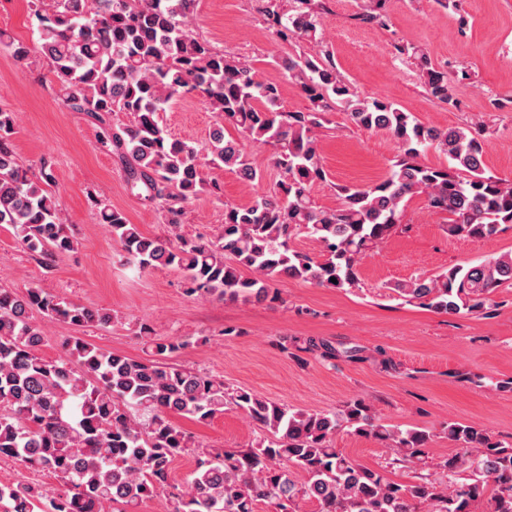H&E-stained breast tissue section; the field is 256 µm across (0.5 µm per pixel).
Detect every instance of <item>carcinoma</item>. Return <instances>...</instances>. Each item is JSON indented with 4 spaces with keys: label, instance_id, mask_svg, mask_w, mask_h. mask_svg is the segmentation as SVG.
I'll return each mask as SVG.
<instances>
[{
    "label": "carcinoma",
    "instance_id": "cac0c4a2",
    "mask_svg": "<svg viewBox=\"0 0 512 512\" xmlns=\"http://www.w3.org/2000/svg\"><path fill=\"white\" fill-rule=\"evenodd\" d=\"M261 2L275 39L321 40L314 0H294L288 9L279 0ZM387 2L368 0L354 20L384 25ZM197 6L198 0H31L34 45L0 38L19 61L34 52L47 61L63 103L104 125L101 143L130 159V187L159 201L164 223L173 228L182 223L184 204L204 187L202 159L254 184L262 175L245 144L272 151L280 171L274 189L248 206H225L222 229L209 237L149 236L124 212L90 195L99 223L127 261L181 271L190 296L273 303L279 296L272 284L281 278L328 288L356 285L361 261L403 226L406 199L416 194L445 215L443 231L450 237L484 239L512 225V183L485 172L484 122L442 129L394 103L362 99L326 50L274 59L310 102L305 111L285 112L279 84L260 79L251 63L193 33ZM412 55L428 93L455 104L448 72L416 47ZM192 92L216 114L202 147L171 135L159 118L171 101ZM335 106L357 126L388 133L398 154L384 179L341 186L336 208L323 209L312 188L328 177L319 129ZM114 112L132 121L114 132L108 125ZM227 124L241 139L225 138ZM16 127L17 114L0 107V224L10 225L21 245L49 265L72 252L76 241L65 230L58 201L43 187L50 180L47 163L37 172L20 163ZM430 149L443 153L448 165L421 163ZM300 233L320 244L319 254L293 246ZM501 288H512V254L394 285L404 301L445 314L485 315ZM35 311L75 327H105L113 320L108 309L40 288L23 294L0 288V455L59 480L50 495L32 484L0 483V512H133L140 500L162 495L176 500L175 512H256L260 502L274 512H297L300 499L315 501L318 512H512V445L481 428L448 422L455 452L442 464L447 481L421 474L411 483L395 482L336 448L338 433L348 426L388 442L392 463L413 469L424 463L430 435L379 423L361 399L341 413L309 411L231 387L169 363L191 342L160 338L146 323L139 327L146 359L106 352L78 336L63 345L64 355L46 358ZM294 344L327 362L338 356L323 338L297 337ZM227 409L258 424L264 436L244 449L201 450L192 478L173 484V462L200 447L173 417L204 423Z\"/></svg>",
    "mask_w": 512,
    "mask_h": 512
}]
</instances>
